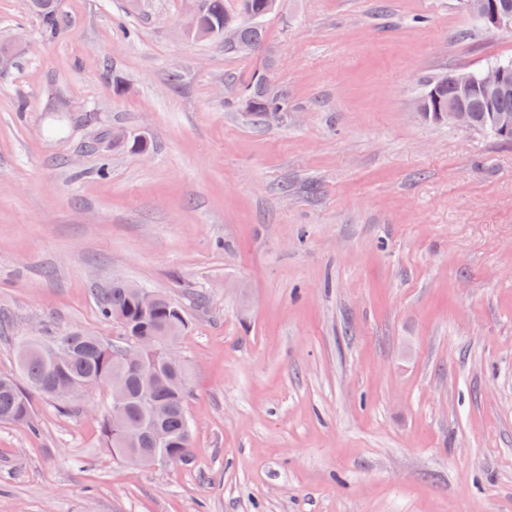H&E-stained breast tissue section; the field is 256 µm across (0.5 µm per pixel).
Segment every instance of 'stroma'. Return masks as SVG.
<instances>
[{
	"label": "stroma",
	"mask_w": 512,
	"mask_h": 512,
	"mask_svg": "<svg viewBox=\"0 0 512 512\" xmlns=\"http://www.w3.org/2000/svg\"><path fill=\"white\" fill-rule=\"evenodd\" d=\"M0 0V376L114 279L180 303L186 461L106 448L96 390L0 423V512H512V142L424 77L512 59L462 0H280L259 51L187 0ZM269 74L285 114L242 96ZM126 141L112 139L113 130ZM144 137L143 150L130 137ZM107 178H99V167ZM34 10L40 18L41 34L46 39H55L59 36L64 19L62 13L56 8L54 0H36Z\"/></svg>",
	"instance_id": "35a3bbf8"
}]
</instances>
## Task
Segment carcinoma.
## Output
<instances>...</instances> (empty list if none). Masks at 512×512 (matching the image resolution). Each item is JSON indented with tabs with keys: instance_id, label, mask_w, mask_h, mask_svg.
I'll list each match as a JSON object with an SVG mask.
<instances>
[{
	"instance_id": "carcinoma-1",
	"label": "carcinoma",
	"mask_w": 512,
	"mask_h": 512,
	"mask_svg": "<svg viewBox=\"0 0 512 512\" xmlns=\"http://www.w3.org/2000/svg\"><path fill=\"white\" fill-rule=\"evenodd\" d=\"M242 13L251 23H241L237 15L224 8V0H204L206 18L217 26L234 22L238 26V38L243 42L262 47L263 31L260 20L268 15L267 0H240ZM35 11L40 18L41 34L46 39L59 36L64 19L56 8L55 0H36ZM455 95L451 83H440L431 78L423 81L418 101L424 103L429 112H434L435 102L448 101ZM249 96L254 98L252 112L257 116L280 114L288 111V102L281 94L268 97L253 85ZM472 115V129L483 130L486 112L480 93L474 92L466 100ZM160 303L146 309L128 293L124 282L116 281L99 299V314L102 319L120 324L124 331L122 343H132L139 336L159 338V350L143 352L142 365L152 368L157 374V383L149 390L142 385L139 375L127 370L123 377V393L128 413L133 418L151 422V407L155 402L168 405L169 412L162 422L168 444L161 446L154 441L151 429H146L134 447L155 450L162 457L182 458L190 447L191 426L187 413L189 386L179 389L168 377L170 369L165 364L162 348L183 335L189 326L186 310L170 298L159 296ZM116 344L86 331L69 330L50 339L31 338L24 341L18 353V367L25 385L14 379L0 377V423L29 425L32 422V396L38 395L55 401L63 408L70 397L50 383L56 373H62L73 382H92L95 388L106 390L117 368L124 367L116 356ZM101 431L106 446L118 457L127 452L115 447L118 426L112 422V411H107L101 420Z\"/></svg>"
}]
</instances>
